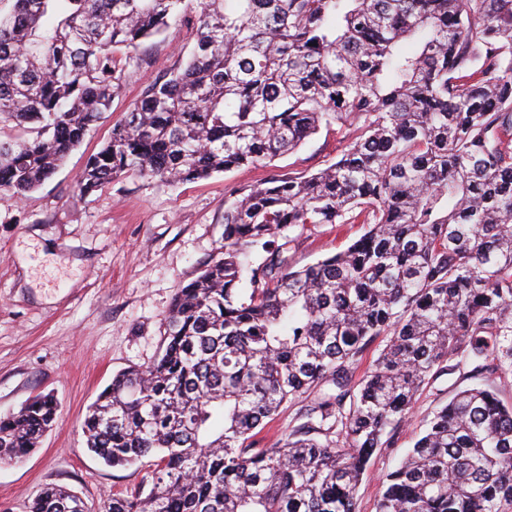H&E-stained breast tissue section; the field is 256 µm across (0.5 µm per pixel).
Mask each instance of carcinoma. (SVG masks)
<instances>
[{"label": "carcinoma", "instance_id": "obj_1", "mask_svg": "<svg viewBox=\"0 0 512 512\" xmlns=\"http://www.w3.org/2000/svg\"><path fill=\"white\" fill-rule=\"evenodd\" d=\"M189 2L0 12L1 195L23 200L56 173L125 81L116 49L167 32ZM193 26L185 65L88 157L81 194L255 166L323 127L355 137L328 167L224 209V252L178 289L158 358L89 406L88 450L152 469L149 492L107 512H356L372 455L446 363L512 367V0H199ZM306 224L364 233L295 270L288 232ZM305 393L304 422L256 447ZM56 413L47 394L0 417V460H23ZM382 484L377 512H512V404L487 385L459 391ZM29 512L87 507L47 485Z\"/></svg>", "mask_w": 512, "mask_h": 512}]
</instances>
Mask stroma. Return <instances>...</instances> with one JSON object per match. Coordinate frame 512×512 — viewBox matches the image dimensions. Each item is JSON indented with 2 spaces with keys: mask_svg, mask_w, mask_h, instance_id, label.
<instances>
[{
  "mask_svg": "<svg viewBox=\"0 0 512 512\" xmlns=\"http://www.w3.org/2000/svg\"><path fill=\"white\" fill-rule=\"evenodd\" d=\"M194 43L188 20L146 41L109 110L65 164L24 200L0 194V415L40 394L58 402L38 448L24 462H0V512H27L52 483L81 496L88 512H106L112 495L148 482V468H112L88 452L81 431L88 406L116 373L153 362L178 288L220 255L225 207L256 182L331 165L353 139L352 129L324 128L270 163L175 186L129 176L79 194L87 158L149 84L181 66ZM362 232L359 224L296 228L288 262L313 263ZM477 382L451 371L422 387L408 420L374 452L357 490L358 512H376L382 476L436 408Z\"/></svg>",
  "mask_w": 512,
  "mask_h": 512,
  "instance_id": "obj_1",
  "label": "stroma"
}]
</instances>
